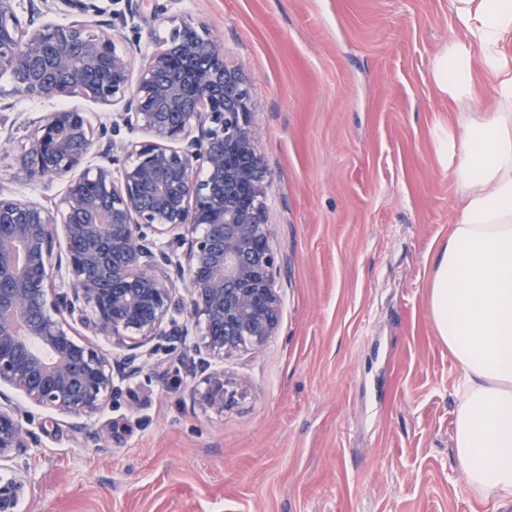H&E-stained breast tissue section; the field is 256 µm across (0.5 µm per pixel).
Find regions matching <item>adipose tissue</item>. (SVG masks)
Returning <instances> with one entry per match:
<instances>
[{"label": "adipose tissue", "instance_id": "ef3b65f1", "mask_svg": "<svg viewBox=\"0 0 512 512\" xmlns=\"http://www.w3.org/2000/svg\"><path fill=\"white\" fill-rule=\"evenodd\" d=\"M461 29L434 57L453 117L436 133L462 207L428 299L456 362L453 447L472 493L512 502V0H450ZM491 103L477 106L482 80Z\"/></svg>", "mask_w": 512, "mask_h": 512}]
</instances>
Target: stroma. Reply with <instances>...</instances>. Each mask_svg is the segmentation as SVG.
Here are the masks:
<instances>
[{
  "mask_svg": "<svg viewBox=\"0 0 512 512\" xmlns=\"http://www.w3.org/2000/svg\"><path fill=\"white\" fill-rule=\"evenodd\" d=\"M251 80L267 172L279 330L226 355L223 414L186 394L192 345L161 342L96 418V447L25 403L23 512H503L452 447L458 375L428 297L461 193L436 152L448 121L431 64L459 33L449 0H169ZM168 26L116 25L138 58ZM0 74V188L45 206L66 179L17 182L14 124L51 110Z\"/></svg>",
  "mask_w": 512,
  "mask_h": 512,
  "instance_id": "35a3bbf8",
  "label": "stroma"
}]
</instances>
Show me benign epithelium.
I'll return each instance as SVG.
<instances>
[{
	"label": "benign epithelium",
	"mask_w": 512,
	"mask_h": 512,
	"mask_svg": "<svg viewBox=\"0 0 512 512\" xmlns=\"http://www.w3.org/2000/svg\"><path fill=\"white\" fill-rule=\"evenodd\" d=\"M99 2L51 0L65 17L56 21L35 0H0V73L13 92L119 106L112 129L150 136L118 147L95 138L88 113L66 110L16 127L15 180H71L51 207L0 192V279L12 284L0 288V386L86 429L115 383L150 368L155 342L202 322L188 396L220 415L238 392L217 361L263 346L282 307L252 124L258 103L206 25L168 17L167 36L136 66L115 48ZM93 151L120 165V177L87 167ZM63 267L66 285L56 282ZM74 321L112 351L76 338ZM24 420L0 390V512H18L24 494Z\"/></svg>",
	"instance_id": "benign-epithelium-1"
}]
</instances>
